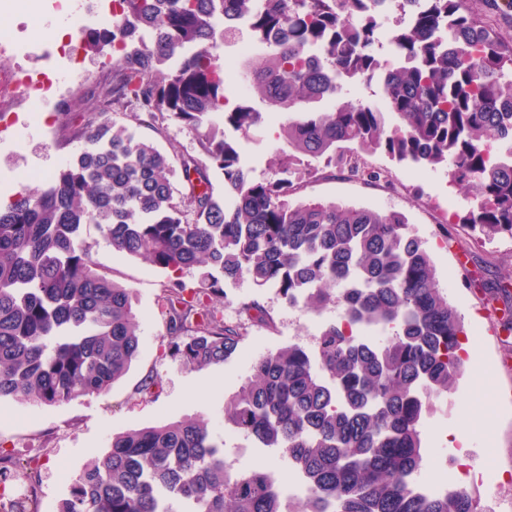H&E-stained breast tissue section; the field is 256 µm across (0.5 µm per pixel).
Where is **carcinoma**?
Segmentation results:
<instances>
[{
    "label": "carcinoma",
    "mask_w": 512,
    "mask_h": 512,
    "mask_svg": "<svg viewBox=\"0 0 512 512\" xmlns=\"http://www.w3.org/2000/svg\"><path fill=\"white\" fill-rule=\"evenodd\" d=\"M116 0L107 27L84 29L88 50L112 57L110 80L88 87V106L64 112L63 145L82 146L46 187L0 205V401L59 406L99 395L140 354L129 287L113 281L83 238L98 227L112 250L170 274L167 350L194 370L226 361L241 324L218 315L222 282L275 287L290 306L333 304L312 356L294 344L255 359L224 403V424L306 476L294 502L268 467L234 471L208 423L185 415L115 434L91 456L56 512H478L473 497L417 495L424 465L426 396L457 391L464 324L440 288L424 242L400 212L305 200L303 187L341 177L396 188L398 166L442 168L466 199L463 251L512 239V0ZM245 18L256 52L239 76L264 110L234 97L216 49ZM395 18L389 43L404 66L388 68L380 111L343 84L379 68L378 20ZM152 124L198 131L199 155L170 157L112 113L128 106ZM221 115L222 125L207 120ZM280 117L284 145L274 176L256 180L243 138ZM224 174V196L210 171ZM188 192L177 199L171 178ZM199 271L188 289L181 275ZM503 307L489 316L512 334V267L466 281ZM247 315L273 326L253 298ZM365 329L384 335L366 343Z\"/></svg>",
    "instance_id": "carcinoma-1"
}]
</instances>
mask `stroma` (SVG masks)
Here are the masks:
<instances>
[{"instance_id": "35a3bbf8", "label": "stroma", "mask_w": 512, "mask_h": 512, "mask_svg": "<svg viewBox=\"0 0 512 512\" xmlns=\"http://www.w3.org/2000/svg\"><path fill=\"white\" fill-rule=\"evenodd\" d=\"M83 95V88L73 83L66 97L57 102L33 99L30 117L0 136L1 196L24 186H41L45 175L67 161L71 148L57 145L53 130L44 128L42 116L55 108H78ZM116 120L136 127L141 137L166 154L198 152L197 134L185 124L140 125L128 112L118 113ZM275 131V126H265L240 144L255 179L269 178L275 172L281 146ZM394 173L397 187L392 191L329 177L308 184L304 195L312 200H336L402 213L424 242L441 285L463 316L468 337L476 341L481 357L480 362L467 364L458 391L427 418L426 445L431 449L427 460H442L447 446L443 433L461 431L470 442L479 444L483 470L496 473L512 465V368L500 362L504 345L497 324L486 316L487 297L472 293L465 278H495L500 267L512 262V239L495 238L478 248L474 259L460 264L456 231L464 207L451 205L455 193L448 186L446 171H428L419 178L411 177L404 167L395 168ZM84 237L97 264L112 279L134 290L141 353L127 375L105 393L53 407L33 402L0 403V449L23 460L28 459L30 449L39 451L40 512H55L86 460L91 454L103 453L112 434L193 414L208 420L215 435L223 437L224 402L247 376L250 360L277 347L309 343L323 324L336 319L332 306L314 314L288 306L275 289L256 291L248 279L224 282L219 311L226 320L244 322L241 303L255 295L272 315L275 326L267 329L244 322V337L237 352L222 364L195 371L165 350L167 324L161 305L167 274L112 251L96 225H87ZM148 379L155 382L149 392L143 389Z\"/></svg>"}]
</instances>
